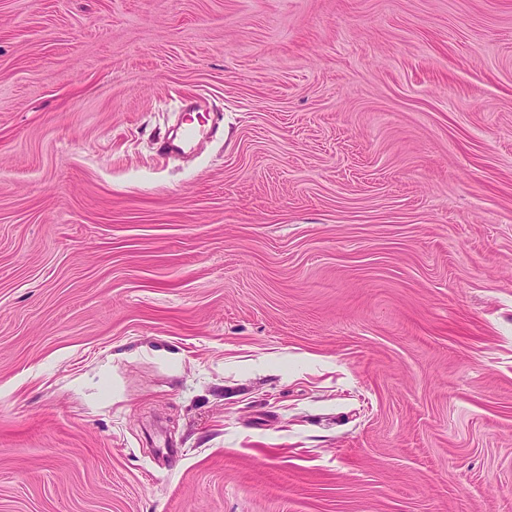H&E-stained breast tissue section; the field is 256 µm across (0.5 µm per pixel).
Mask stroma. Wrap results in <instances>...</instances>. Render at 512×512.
Here are the masks:
<instances>
[{
  "label": "stroma",
  "instance_id": "stroma-1",
  "mask_svg": "<svg viewBox=\"0 0 512 512\" xmlns=\"http://www.w3.org/2000/svg\"><path fill=\"white\" fill-rule=\"evenodd\" d=\"M0 512H512V0H0Z\"/></svg>",
  "mask_w": 512,
  "mask_h": 512
}]
</instances>
